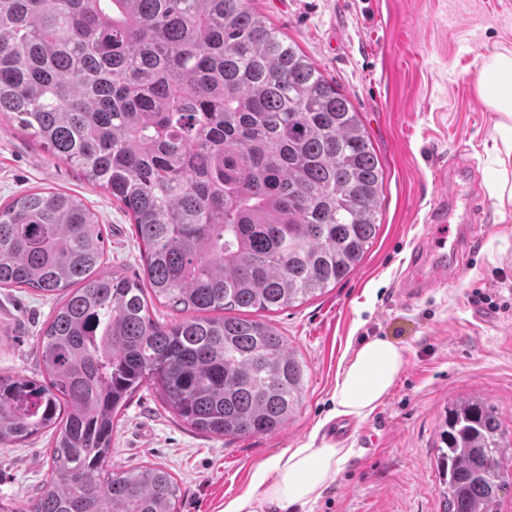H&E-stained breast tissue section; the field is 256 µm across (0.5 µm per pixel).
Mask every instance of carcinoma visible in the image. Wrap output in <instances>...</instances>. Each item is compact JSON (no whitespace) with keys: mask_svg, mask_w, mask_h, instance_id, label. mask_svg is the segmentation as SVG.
Returning a JSON list of instances; mask_svg holds the SVG:
<instances>
[{"mask_svg":"<svg viewBox=\"0 0 512 512\" xmlns=\"http://www.w3.org/2000/svg\"><path fill=\"white\" fill-rule=\"evenodd\" d=\"M133 221L143 276L101 274L108 237L78 197L0 205V288L58 301L41 378L0 373V447L49 436L25 509L177 512L163 466L109 468L144 385L192 429L274 434L305 369L260 313L345 279L376 238L383 171L359 113L246 0H0V114ZM178 313L151 315L153 301ZM443 512H499L512 439L477 398L448 404Z\"/></svg>","mask_w":512,"mask_h":512,"instance_id":"1","label":"carcinoma"}]
</instances>
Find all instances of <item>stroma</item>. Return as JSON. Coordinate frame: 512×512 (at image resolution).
<instances>
[{
	"mask_svg": "<svg viewBox=\"0 0 512 512\" xmlns=\"http://www.w3.org/2000/svg\"><path fill=\"white\" fill-rule=\"evenodd\" d=\"M274 28L345 93L384 172L380 228L363 260L336 287L268 313L306 369L296 417L271 435L237 438L184 425L151 386L118 415L113 470L151 462L177 478V512H222L246 490L256 468L309 437L328 438L332 392L342 361L383 337L404 365L389 394L359 431L351 453L311 512H442L436 470L441 416L451 401L477 396L512 433V210L486 200L489 230L462 273L406 306L399 277L443 187L438 161H469L486 181L485 144L495 112L477 95L483 55L512 48V0H250ZM39 187L81 198L105 224L111 247L102 269L129 276L143 260L119 203L80 172L51 157L9 114L0 115V205ZM55 299L0 288V372L38 375L34 346ZM380 446L365 458V434ZM47 436L0 447V500L23 507L44 479Z\"/></svg>",
	"mask_w": 512,
	"mask_h": 512,
	"instance_id": "obj_1",
	"label": "stroma"
}]
</instances>
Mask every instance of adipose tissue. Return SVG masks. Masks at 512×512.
<instances>
[{"label":"adipose tissue","mask_w":512,"mask_h":512,"mask_svg":"<svg viewBox=\"0 0 512 512\" xmlns=\"http://www.w3.org/2000/svg\"><path fill=\"white\" fill-rule=\"evenodd\" d=\"M498 119L486 152L493 164L487 184L496 206H512V49L484 57L476 83ZM404 364L402 350L376 337L341 366L332 400L339 416L364 418L385 398ZM349 455L335 443L305 444L275 454L253 474L250 487L226 501L224 512H304L333 483Z\"/></svg>","instance_id":"ef3b65f1"}]
</instances>
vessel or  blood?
Masks as SVG:
<instances>
[{
	"instance_id": "obj_1",
	"label": "vessel or blood",
	"mask_w": 512,
	"mask_h": 512,
	"mask_svg": "<svg viewBox=\"0 0 512 512\" xmlns=\"http://www.w3.org/2000/svg\"><path fill=\"white\" fill-rule=\"evenodd\" d=\"M439 183L447 194L430 209L427 235L411 253L397 295L403 304H412L436 283L450 280L481 242L487 227L470 223L482 210L481 195L469 184L471 166L458 159L435 165Z\"/></svg>"
}]
</instances>
